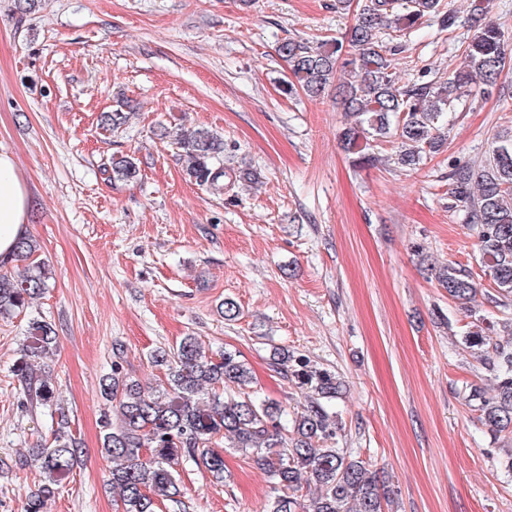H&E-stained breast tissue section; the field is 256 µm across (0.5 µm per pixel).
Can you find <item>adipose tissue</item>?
Returning a JSON list of instances; mask_svg holds the SVG:
<instances>
[{
    "mask_svg": "<svg viewBox=\"0 0 512 512\" xmlns=\"http://www.w3.org/2000/svg\"><path fill=\"white\" fill-rule=\"evenodd\" d=\"M32 196L20 177L13 156L0 151V264L15 258V245L24 236Z\"/></svg>",
    "mask_w": 512,
    "mask_h": 512,
    "instance_id": "ef3b65f1",
    "label": "adipose tissue"
}]
</instances>
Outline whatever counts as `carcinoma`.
Masks as SVG:
<instances>
[{
  "label": "carcinoma",
  "instance_id": "carcinoma-1",
  "mask_svg": "<svg viewBox=\"0 0 512 512\" xmlns=\"http://www.w3.org/2000/svg\"><path fill=\"white\" fill-rule=\"evenodd\" d=\"M396 0H366L349 41L309 44L288 39L278 47L288 73L282 92L301 89L318 94L342 74L339 93L348 123L342 132L345 151L359 168L378 160L374 143L398 144V163L409 169L424 164L442 146L441 129L455 103L485 93L506 66L508 44L501 27L486 19L484 0H472L471 18L480 31L464 48L465 65L442 82H403L396 75L393 55L398 46L384 43L377 32L389 26L395 33L412 29L426 12L438 15L441 29L458 21L457 11L440 0H409L395 11ZM135 106L125 103L103 112L106 130L125 126ZM178 144L188 158V175L213 194L224 193V140L210 130L181 129ZM112 182H132L139 167L129 156L114 157L106 166ZM454 181L451 208L464 213L475 229L481 263L490 272L496 294L487 296L496 308L512 302V135L494 137L484 160L450 173ZM16 257L27 262L16 274L0 273V316L23 309L49 288L52 270L33 260L37 243L29 236L16 245ZM439 287L456 306L471 311L479 284L471 271L456 263L436 271ZM505 333L508 339L497 338ZM463 343L477 354L493 376L489 389L465 386V400L480 412L481 422L494 433H512V318L470 322ZM56 347L53 326L35 320L23 344L26 360L17 366L30 401L48 410L58 406L46 375L35 371L29 358H43ZM153 362L166 367V382L149 389L121 374L118 365L101 382L107 406L102 451L112 463V487L119 489L122 512H155L158 501L180 495L176 466L187 461L224 482V452L213 448L219 439L253 461L269 477L274 497L267 512H385L393 491L370 472L349 448L338 447L339 419L331 410L342 387L331 372L318 369L303 356L274 346L271 366L306 392L302 410L289 415L278 403L250 390V368L231 351L207 353L194 336L175 347L159 350ZM79 448L57 423L50 445L36 449L42 484L26 503L25 512H43L78 461Z\"/></svg>",
  "mask_w": 512,
  "mask_h": 512
}]
</instances>
